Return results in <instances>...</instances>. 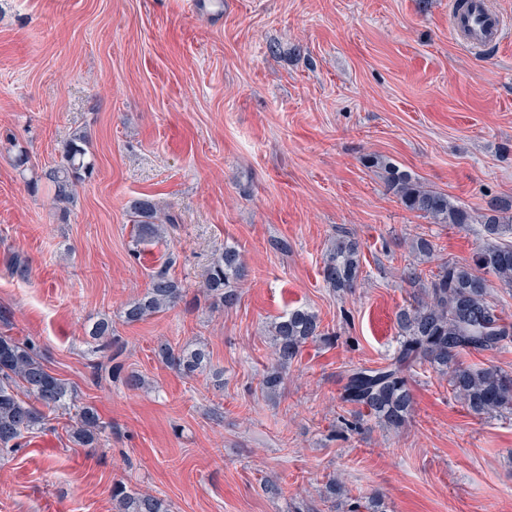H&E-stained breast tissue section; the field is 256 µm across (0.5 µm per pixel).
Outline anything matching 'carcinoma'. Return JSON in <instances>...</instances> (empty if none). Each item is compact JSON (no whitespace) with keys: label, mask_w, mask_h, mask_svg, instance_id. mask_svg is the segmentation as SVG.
Returning a JSON list of instances; mask_svg holds the SVG:
<instances>
[{"label":"carcinoma","mask_w":512,"mask_h":512,"mask_svg":"<svg viewBox=\"0 0 512 512\" xmlns=\"http://www.w3.org/2000/svg\"><path fill=\"white\" fill-rule=\"evenodd\" d=\"M94 167L88 141L73 135L63 146L59 164L43 174L50 200L66 204L74 198L76 187ZM385 181L406 209L432 220L435 224H481L486 242L471 261L443 259L437 270L426 278L416 271L408 273L411 284L420 288L415 303L400 310L399 348L389 362L376 368H357L348 375L345 400L369 410L385 427L397 429L406 421L412 406L404 370L419 364L448 375V382L458 399L477 415H512V375L493 366L464 364V352L496 351L512 339V323L503 321L497 305L489 299L488 276L504 287L512 288V244L499 239L512 236V200L492 199L477 214L462 208L448 195L422 185L409 173L390 163L381 164ZM135 245L159 240L177 223L175 216H160L149 198L131 206ZM419 262L434 257V245L419 238L412 245ZM361 247L349 236L335 239L328 250L323 269L326 285L344 290L355 285L359 276ZM245 276V263L239 250L224 247L209 265L204 291L217 309L231 308L239 301L235 284ZM185 290L171 277L167 268L155 271L148 288L123 310L127 323L144 321L176 306ZM112 321L98 320L89 336L100 346L109 347ZM270 343L275 362L266 369L261 388L270 400L278 397L288 375V367L309 341H330V334L320 328L317 316L306 309H295L270 324ZM155 355L167 366L193 377L210 367L209 352L201 345L176 348L161 343ZM75 410L69 433L73 444L93 452L100 448L108 425L97 410L78 404L73 385L48 370L40 346L33 340L0 336V452H17L23 440L46 428L49 414ZM115 512H170L163 499L131 492L124 482L113 484Z\"/></svg>","instance_id":"1"}]
</instances>
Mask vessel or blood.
Returning <instances> with one entry per match:
<instances>
[{
	"label": "vessel or blood",
	"instance_id": "vessel-or-blood-1",
	"mask_svg": "<svg viewBox=\"0 0 512 512\" xmlns=\"http://www.w3.org/2000/svg\"><path fill=\"white\" fill-rule=\"evenodd\" d=\"M452 37L470 49L499 45L512 34V21L492 10L488 0H452L449 12Z\"/></svg>",
	"mask_w": 512,
	"mask_h": 512
}]
</instances>
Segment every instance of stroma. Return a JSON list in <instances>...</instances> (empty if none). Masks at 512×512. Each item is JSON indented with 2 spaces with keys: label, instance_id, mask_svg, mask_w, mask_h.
<instances>
[{
  "label": "stroma",
  "instance_id": "stroma-1",
  "mask_svg": "<svg viewBox=\"0 0 512 512\" xmlns=\"http://www.w3.org/2000/svg\"><path fill=\"white\" fill-rule=\"evenodd\" d=\"M0 0V333L39 343L44 363L111 429L93 454L66 411L0 455V512H113L112 486L173 512H512V416L469 413L448 379L408 371L414 409L381 427L343 400L345 375L396 353V313L415 289L411 245L471 260L479 224H435L388 189L379 157L467 210L512 197V38L469 51L449 0ZM84 133L96 165L66 209L31 193ZM151 199L178 222L134 246L130 206ZM362 246L356 288L323 278L334 239ZM244 256L236 307L203 291L224 247ZM176 307L120 316L160 266ZM297 308L334 344H305L275 400L260 382L268 326ZM112 321L117 374L89 337ZM205 344L214 371L183 376L158 342ZM139 374L136 390L124 384ZM279 490L270 493L266 480Z\"/></svg>",
  "mask_w": 512,
  "mask_h": 512
}]
</instances>
